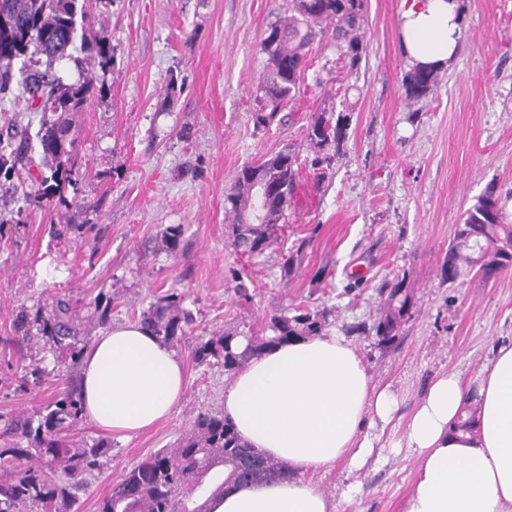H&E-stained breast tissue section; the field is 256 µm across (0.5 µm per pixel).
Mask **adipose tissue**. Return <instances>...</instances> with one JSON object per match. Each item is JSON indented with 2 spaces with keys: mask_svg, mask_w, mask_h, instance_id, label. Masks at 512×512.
<instances>
[{
  "mask_svg": "<svg viewBox=\"0 0 512 512\" xmlns=\"http://www.w3.org/2000/svg\"><path fill=\"white\" fill-rule=\"evenodd\" d=\"M459 8V0H401L409 64L454 62ZM82 364L84 416L119 440L169 419L185 393L181 359L138 322L113 325L84 350ZM401 404L396 390L374 383L342 336L292 340L252 356L224 384V416L251 448L287 461L295 477L225 490L209 512H337L312 474L340 462L362 469L373 448L370 429L398 419ZM472 404L474 433H457ZM403 439L416 466L401 512H512V346L469 377L434 376Z\"/></svg>",
  "mask_w": 512,
  "mask_h": 512,
  "instance_id": "1",
  "label": "adipose tissue"
}]
</instances>
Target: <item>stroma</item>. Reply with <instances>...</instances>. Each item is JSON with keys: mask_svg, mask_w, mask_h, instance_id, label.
<instances>
[{"mask_svg": "<svg viewBox=\"0 0 512 512\" xmlns=\"http://www.w3.org/2000/svg\"><path fill=\"white\" fill-rule=\"evenodd\" d=\"M460 4L458 56L428 96L407 97L401 86L400 0H365L357 70L347 71L330 33L318 35L299 97L263 129L253 118L266 73L261 43L288 17V0H86L115 65L105 95L72 120L77 188L51 204L37 182L40 165L0 174V414L33 410L63 386L53 375L21 389L42 352L19 353L13 341L19 311L35 312L52 295L71 298L83 317L95 302H111L118 324L140 320L175 290L194 322L177 347L187 380L178 411L113 441L79 512H96L125 469L176 447L198 411L222 410L227 372L192 357L215 332L264 336L273 313L328 309L329 330L356 345L378 384L400 389L406 412L435 374L471 375L512 346V272L488 283L441 279L457 225L488 186L512 223V0ZM341 112L350 126L320 182L307 130ZM286 149L300 167L282 243L241 255L226 192L241 166ZM171 224L184 227L174 253L163 238ZM301 237L311 240L301 268L282 280L281 247ZM402 275L414 305L386 342L374 330L381 286ZM398 439L385 429L361 470L339 463L316 482L333 498L359 483L364 512H401L415 459L393 449Z\"/></svg>", "mask_w": 512, "mask_h": 512, "instance_id": "1", "label": "stroma"}]
</instances>
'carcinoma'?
<instances>
[{
    "mask_svg": "<svg viewBox=\"0 0 512 512\" xmlns=\"http://www.w3.org/2000/svg\"><path fill=\"white\" fill-rule=\"evenodd\" d=\"M79 0H0L7 6L10 27H0V58L5 50L23 58L19 69L9 60L0 61V95L18 87L25 95L26 109L41 113L39 127L19 141L0 139V170L10 172L19 162L38 154L50 175L40 185L47 200L65 202L64 191L76 184L77 146L70 138L71 117L102 96L105 76L91 74L79 84L57 77L54 64L67 56L76 41L84 43L100 71L111 70L114 47L102 32L86 40V14ZM292 15L270 27L262 42L268 76L259 87V109L254 123L266 128L281 107L299 91L308 48L315 37L332 26L336 48L357 68L363 51L359 32L365 24L363 0H291ZM437 84L433 69L410 67L402 77L407 96H427ZM350 115L336 121L320 117L308 129L317 147L333 145L341 150ZM298 156L277 153L261 162L245 164L237 171L225 195V208L233 214L232 245L242 253L260 255L278 243L279 223L288 209L298 173ZM183 225L166 227L164 241L170 252L179 249ZM310 239H297L282 255L281 277L291 279L301 266ZM512 271V224L501 217L496 187L491 186L465 212L441 267L442 281L452 284L463 276L489 281ZM387 293L384 311L374 326L387 341L398 335L410 316L412 289L406 278L383 284ZM184 297L173 291L159 297L143 312L140 323L162 343L176 346L192 324V313L183 307ZM111 309L95 306L91 318L79 317L71 299L55 295L34 314L16 317L22 332L18 346L31 341L42 344L61 358L67 382L43 407L28 413L0 414V512H78L79 493L90 485V477L110 459L112 447L103 441L74 439L69 430L83 418L81 385L75 380L88 325L104 326ZM328 325L327 312L296 309L273 314L268 336H248L247 346L238 347V336L215 333L197 343L192 351L199 364L216 363L233 373L252 355L289 340L316 336ZM50 372L36 366L21 376V386L37 388ZM242 465L240 473L224 477L226 459ZM258 482L269 475L286 481L295 476L288 462L264 456L250 448L224 419L223 413L202 410L191 422L190 432L177 447L162 448L126 470L99 499L97 512H206L207 497L230 486L242 487L240 476Z\"/></svg>",
    "mask_w": 512,
    "mask_h": 512,
    "instance_id": "carcinoma-1",
    "label": "carcinoma"
}]
</instances>
